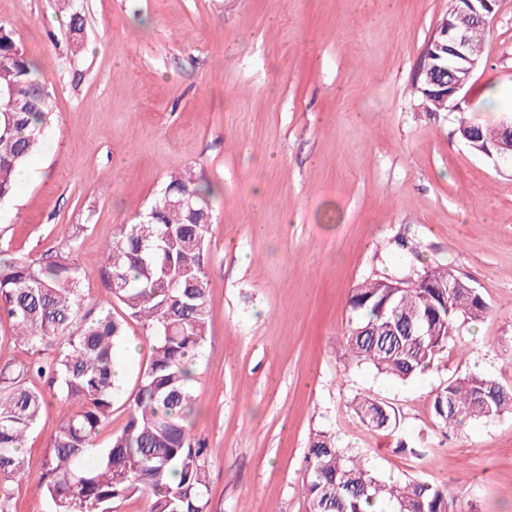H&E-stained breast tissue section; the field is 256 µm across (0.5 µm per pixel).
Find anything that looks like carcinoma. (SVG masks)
Wrapping results in <instances>:
<instances>
[{
	"label": "carcinoma",
	"mask_w": 512,
	"mask_h": 512,
	"mask_svg": "<svg viewBox=\"0 0 512 512\" xmlns=\"http://www.w3.org/2000/svg\"><path fill=\"white\" fill-rule=\"evenodd\" d=\"M67 9L72 54L78 56L84 19L73 4ZM0 89L20 101L18 111L0 112L2 201L39 148L54 108L37 65L2 28ZM498 129L463 116L457 134L483 153L512 151L511 143L498 140ZM185 193L192 196L190 209L175 205ZM212 195L210 185L172 174L145 218L113 227L105 247L107 287L153 344L127 422L102 450L96 436L121 392L114 368L123 323L109 309L85 305L83 269L73 249L39 259L0 253V317L9 319L25 349L42 354L0 371V475L8 482L25 474L21 447L45 404L28 379L48 374L70 406L45 463L44 488L54 512H112L114 502L136 495L147 496L148 512H208L206 445L190 436V428L192 366L207 335ZM410 276L429 285L397 288V279H373L354 288L342 336L352 362L401 382L434 364L460 322L489 312L480 292L446 265ZM351 409L371 431L396 428L395 408L371 394H356ZM432 411L444 432L512 415V388L480 373L450 376L434 393ZM309 466V512H474L446 484L381 479L364 454L336 447L324 431L311 441Z\"/></svg>",
	"instance_id": "cac0c4a2"
}]
</instances>
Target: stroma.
<instances>
[{
	"mask_svg": "<svg viewBox=\"0 0 512 512\" xmlns=\"http://www.w3.org/2000/svg\"><path fill=\"white\" fill-rule=\"evenodd\" d=\"M60 4L0 0V27L55 102L31 178L0 202V249L74 248L86 305L124 323L122 393L98 446L124 427L150 352L111 301L103 248L189 170L215 188L191 430L207 442L210 512H308L320 431L383 478L448 483L477 512H512V416L445 434L432 414L449 376L512 384V168L456 133L463 111L512 115V0L488 19L459 110L442 112L427 109L417 73L451 0H79L76 57ZM437 263L479 290L485 318L405 384L344 359L353 289ZM31 385L46 405L8 512H53L42 477L69 408L49 379ZM359 393L389 401L397 428L363 427L349 411Z\"/></svg>",
	"mask_w": 512,
	"mask_h": 512,
	"instance_id": "obj_1",
	"label": "stroma"
}]
</instances>
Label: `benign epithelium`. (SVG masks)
<instances>
[{
  "instance_id": "1",
  "label": "benign epithelium",
  "mask_w": 512,
  "mask_h": 512,
  "mask_svg": "<svg viewBox=\"0 0 512 512\" xmlns=\"http://www.w3.org/2000/svg\"><path fill=\"white\" fill-rule=\"evenodd\" d=\"M497 0H455L450 18L444 21L441 43L432 40L426 49L427 83L448 107L458 105V98L468 86L479 65L483 48L470 38V31L486 22Z\"/></svg>"
}]
</instances>
